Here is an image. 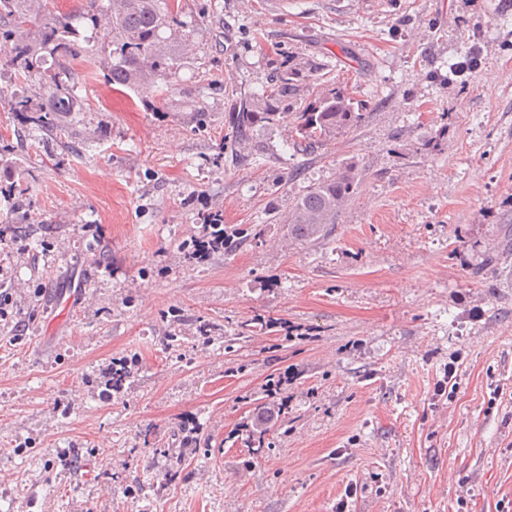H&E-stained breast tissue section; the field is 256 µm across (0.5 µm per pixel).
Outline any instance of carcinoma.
Returning <instances> with one entry per match:
<instances>
[{"instance_id":"1","label":"carcinoma","mask_w":512,"mask_h":512,"mask_svg":"<svg viewBox=\"0 0 512 512\" xmlns=\"http://www.w3.org/2000/svg\"><path fill=\"white\" fill-rule=\"evenodd\" d=\"M32 2L0 0V74L11 72L25 79L34 76L44 82L48 103L35 105L25 92L17 90L8 106L11 112L39 113L36 124L45 133L62 131L58 113L82 111L78 78L66 62L89 54L91 37L87 32L103 24L112 28V43L109 49L101 50L99 67L105 84L115 89L146 93L178 69L183 59L176 34L183 22L168 0H89L87 9L77 16L41 14ZM164 29L171 32L167 38L162 36ZM298 92L296 71L279 69L270 85L241 98L237 109L229 113L235 138L246 142L256 127L288 121L293 147L304 152L358 126L365 118L363 103L340 88L329 89L297 112L283 111V102L297 103ZM355 190L354 164L348 162L336 178L311 187L294 201L288 214V232L302 241L325 236ZM130 378L127 366L112 365L107 390H121ZM275 388L276 384H270L266 400L255 403L254 417L247 426L249 447L258 451L271 447L268 409L274 406L282 411V404L273 400Z\"/></svg>"}]
</instances>
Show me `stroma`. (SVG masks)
<instances>
[{
	"label": "stroma",
	"instance_id": "obj_1",
	"mask_svg": "<svg viewBox=\"0 0 512 512\" xmlns=\"http://www.w3.org/2000/svg\"><path fill=\"white\" fill-rule=\"evenodd\" d=\"M175 2L189 53L147 102L74 61L83 109L50 138L6 102L42 83L0 80V187L25 189L0 197V512H512V0ZM286 64L365 123L236 144L229 112ZM348 162L332 232L293 238ZM215 213L260 237L189 261ZM355 190L354 164L348 162L336 178L311 187L294 201L288 214V232L302 241L324 237ZM273 389H277V386L275 383H271L270 386L268 387L267 389V393L265 394L266 397L265 398H269V400H264V401H258L255 403V407H254V417L251 421L250 424H248L247 426V429H248V441L247 443L249 444V447L248 448H256L254 451L256 452H253V453H258L262 448H271V442L269 441V438L267 437L269 435V429L268 427L266 426L267 425V421L268 420H265L266 416L268 413H270L268 411V409H272L271 408V404L273 406V410L274 408L276 407L277 408V413L279 415V413L282 411V406H283V403H278L276 402L275 400H270V398H273L275 397V390Z\"/></svg>",
	"mask_w": 512,
	"mask_h": 512
}]
</instances>
